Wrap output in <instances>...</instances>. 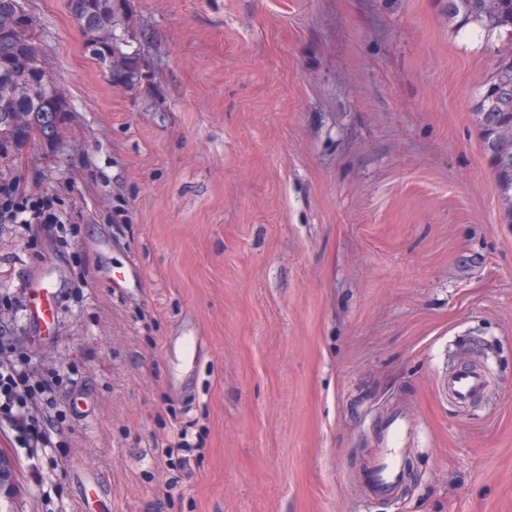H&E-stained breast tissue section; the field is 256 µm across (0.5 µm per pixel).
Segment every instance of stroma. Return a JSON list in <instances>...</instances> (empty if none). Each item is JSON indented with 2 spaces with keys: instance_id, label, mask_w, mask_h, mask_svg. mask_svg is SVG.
<instances>
[{
  "instance_id": "35a3bbf8",
  "label": "stroma",
  "mask_w": 512,
  "mask_h": 512,
  "mask_svg": "<svg viewBox=\"0 0 512 512\" xmlns=\"http://www.w3.org/2000/svg\"><path fill=\"white\" fill-rule=\"evenodd\" d=\"M446 4L134 0L123 89L65 0H25L70 119L0 158L61 217L0 223V320L63 378L65 453L44 497L0 430V512H512V203L473 115L491 59ZM483 361L486 397L450 400L444 374ZM398 405L409 477L371 497ZM183 429L186 467L152 446Z\"/></svg>"
}]
</instances>
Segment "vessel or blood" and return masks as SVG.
I'll use <instances>...</instances> for the list:
<instances>
[{
    "mask_svg": "<svg viewBox=\"0 0 512 512\" xmlns=\"http://www.w3.org/2000/svg\"><path fill=\"white\" fill-rule=\"evenodd\" d=\"M489 375L490 368L485 364L449 373L446 381L449 398L460 404L480 399L488 389ZM408 429L401 414H390L385 446L366 467L368 493L389 497L398 493L405 479L403 455Z\"/></svg>",
    "mask_w": 512,
    "mask_h": 512,
    "instance_id": "vessel-or-blood-1",
    "label": "vessel or blood"
}]
</instances>
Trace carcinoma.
Segmentation results:
<instances>
[{
    "label": "carcinoma",
    "mask_w": 512,
    "mask_h": 512,
    "mask_svg": "<svg viewBox=\"0 0 512 512\" xmlns=\"http://www.w3.org/2000/svg\"><path fill=\"white\" fill-rule=\"evenodd\" d=\"M71 21L85 49L108 80L134 75L139 48L125 26V0H67ZM448 21L457 32L476 35L494 58L479 93L475 114H512V0H448ZM25 0H0V157H17L30 146H50L64 110L55 87L45 81L40 44ZM26 115L12 127L7 119Z\"/></svg>",
    "instance_id": "carcinoma-1"
}]
</instances>
